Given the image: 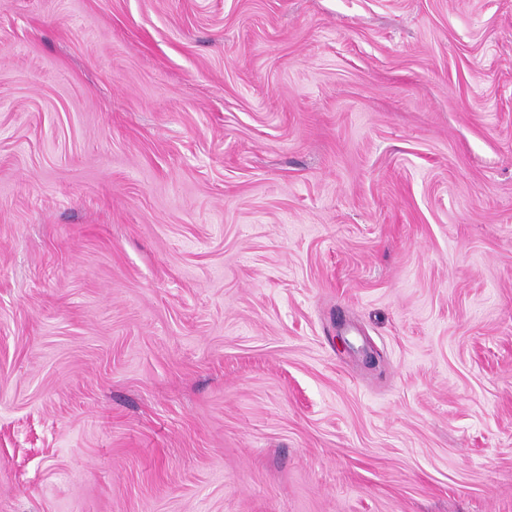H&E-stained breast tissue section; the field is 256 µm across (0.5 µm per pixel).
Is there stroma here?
<instances>
[{"mask_svg":"<svg viewBox=\"0 0 512 512\" xmlns=\"http://www.w3.org/2000/svg\"><path fill=\"white\" fill-rule=\"evenodd\" d=\"M0 512H512V0H0Z\"/></svg>","mask_w":512,"mask_h":512,"instance_id":"obj_1","label":"stroma"}]
</instances>
